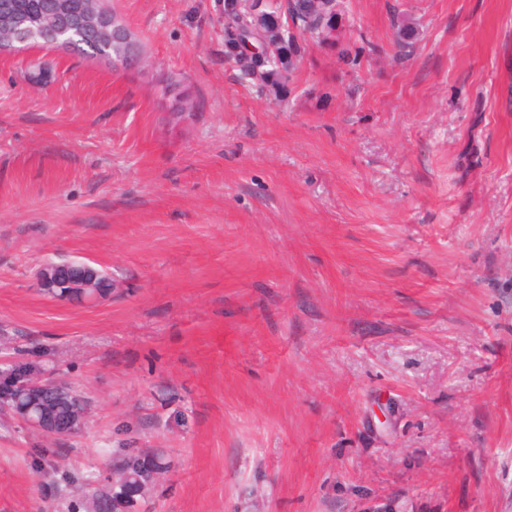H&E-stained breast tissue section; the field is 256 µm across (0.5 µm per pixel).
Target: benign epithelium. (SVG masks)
Masks as SVG:
<instances>
[{
  "mask_svg": "<svg viewBox=\"0 0 512 512\" xmlns=\"http://www.w3.org/2000/svg\"><path fill=\"white\" fill-rule=\"evenodd\" d=\"M80 36L88 41L112 43L122 49L115 62L118 70L147 68V58L121 19L104 6L103 0H42L35 9H23L18 0H0V53H21L35 45L66 49ZM100 275L84 261L51 262L36 278L38 288H56L65 302L95 300L79 288H89ZM10 367L0 369V394L19 392L39 404L43 400L60 402L69 394L68 385L48 372L34 375L25 361L13 359ZM15 420L48 437H62L88 423L89 412L81 415H58L28 408L14 412Z\"/></svg>",
  "mask_w": 512,
  "mask_h": 512,
  "instance_id": "7a95c632",
  "label": "benign epithelium"
}]
</instances>
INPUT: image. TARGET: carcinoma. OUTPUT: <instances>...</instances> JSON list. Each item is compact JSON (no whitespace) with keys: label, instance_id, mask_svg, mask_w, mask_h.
<instances>
[{"label":"carcinoma","instance_id":"obj_1","mask_svg":"<svg viewBox=\"0 0 512 512\" xmlns=\"http://www.w3.org/2000/svg\"><path fill=\"white\" fill-rule=\"evenodd\" d=\"M315 0H293L284 6L279 0H267L259 19L250 27L240 23V16L250 12L248 0H242L240 9L224 17V56L235 65L240 78L259 90L279 95L288 89L305 54L306 40L332 50L339 42L340 29L328 21L321 22ZM297 34L289 31V25ZM78 56L95 57L102 53L114 54L115 48L97 43L77 42ZM151 464L159 474L168 470V463L158 453H129L116 463L112 477L114 486L106 494L87 501L86 512H122L134 506L133 494H141L152 480L146 469Z\"/></svg>","mask_w":512,"mask_h":512}]
</instances>
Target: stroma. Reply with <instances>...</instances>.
<instances>
[{"instance_id": "1", "label": "stroma", "mask_w": 512, "mask_h": 512, "mask_svg": "<svg viewBox=\"0 0 512 512\" xmlns=\"http://www.w3.org/2000/svg\"><path fill=\"white\" fill-rule=\"evenodd\" d=\"M108 6L148 72L0 54V357L92 408L0 417V512H84L149 449L131 512H512V0H338L359 64L310 46L279 98L224 0ZM48 260L111 295H40ZM33 407H29L23 412H12L15 420L48 437L67 436L80 426L84 427L88 423L89 408L81 415H58L56 413H43V406L39 412L33 411Z\"/></svg>"}]
</instances>
